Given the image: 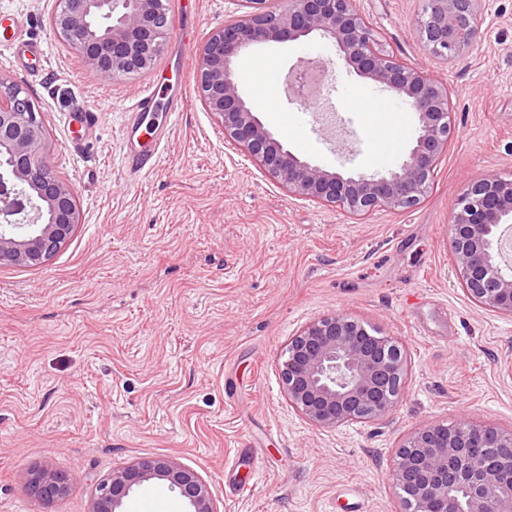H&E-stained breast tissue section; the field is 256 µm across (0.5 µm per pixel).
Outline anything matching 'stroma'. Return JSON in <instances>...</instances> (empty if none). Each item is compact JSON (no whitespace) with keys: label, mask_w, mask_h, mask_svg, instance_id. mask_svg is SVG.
<instances>
[{"label":"stroma","mask_w":512,"mask_h":512,"mask_svg":"<svg viewBox=\"0 0 512 512\" xmlns=\"http://www.w3.org/2000/svg\"><path fill=\"white\" fill-rule=\"evenodd\" d=\"M193 43L182 69L167 42L151 70L103 80L50 26L56 0H0V27L24 20L43 70L7 74L41 110L56 169L82 222L44 266L0 265V512H88L98 480L169 455L210 485L220 512H404L390 461L431 421L512 430V317L465 296L449 250L464 185L512 176V0H482L478 44L447 61L420 41L423 0H355L388 52L448 86L455 132L414 208L357 219L297 199L224 136L196 90V52L239 0H181ZM272 75L242 90L294 153L334 170L372 172L379 132L409 150L415 113L380 109L379 88L313 35L254 47ZM334 60L325 112L284 85L306 59ZM185 91L155 168L124 172L127 116L151 87ZM96 105L90 129L71 113ZM380 127H369L367 113ZM83 140L82 152L70 142ZM343 312L396 337L409 362L387 419L319 429L289 405L277 361L310 319ZM75 474L46 504L25 476Z\"/></svg>","instance_id":"stroma-1"}]
</instances>
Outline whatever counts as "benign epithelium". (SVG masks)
Listing matches in <instances>:
<instances>
[{
  "mask_svg": "<svg viewBox=\"0 0 512 512\" xmlns=\"http://www.w3.org/2000/svg\"><path fill=\"white\" fill-rule=\"evenodd\" d=\"M242 13L198 49L197 90L220 119L224 136L291 195L363 217L380 208L411 209L427 194L434 168L453 134L448 88L384 51L354 0H240ZM482 0H425L416 24L424 46L452 61L479 41ZM112 24L91 28L96 13ZM83 65L116 80L151 69L171 30L167 0H58L50 19ZM317 32L364 79L401 99L418 116L413 146L385 173L347 175L304 160L286 148L243 97L237 61L253 46L296 41ZM299 68L289 80L307 99ZM0 265L39 267L81 224L73 186L54 169L41 110L10 76L0 73ZM512 222V178L467 183L453 208L450 251L464 293L477 306L512 316V268L498 261V230ZM291 407L320 428L389 417L403 394L408 360L399 342L372 334L344 313L312 319L289 338L278 366ZM406 512H512V431L468 421L417 427L391 460ZM75 476L50 469L27 478V493L45 502L64 495ZM178 492L186 512H219L209 484L172 456L141 457L112 470L96 486L89 512H124V499L146 483Z\"/></svg>",
  "mask_w": 512,
  "mask_h": 512,
  "instance_id": "1",
  "label": "benign epithelium"
}]
</instances>
